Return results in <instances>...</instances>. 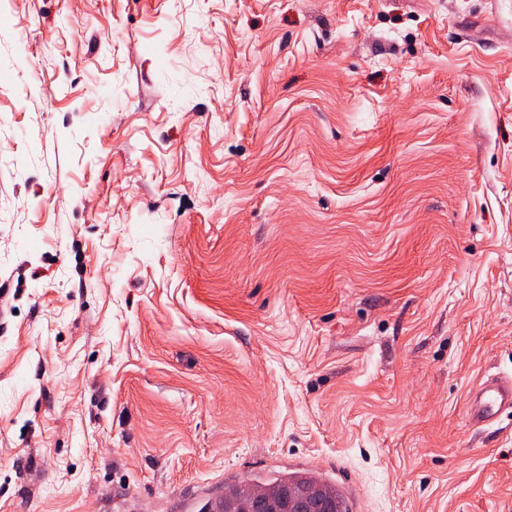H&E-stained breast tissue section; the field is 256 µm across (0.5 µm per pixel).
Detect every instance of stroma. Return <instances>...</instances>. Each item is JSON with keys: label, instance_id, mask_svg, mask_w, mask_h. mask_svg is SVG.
Returning a JSON list of instances; mask_svg holds the SVG:
<instances>
[{"label": "stroma", "instance_id": "35a3bbf8", "mask_svg": "<svg viewBox=\"0 0 512 512\" xmlns=\"http://www.w3.org/2000/svg\"><path fill=\"white\" fill-rule=\"evenodd\" d=\"M512 0H0V512H512ZM512 412V376L490 377L467 396L466 424L479 430ZM239 484L248 485L251 489L259 490L261 494L269 497H279L289 490L306 487L315 490L331 508L335 509L334 512H349L345 499L336 491V488L319 480L315 476L301 473V474H286L279 478L254 481L245 480ZM224 492V496L211 499L208 503H204L199 511L202 512H226L224 509L236 510L240 507L243 501V495L239 493L236 486ZM206 508V511L204 509Z\"/></svg>", "mask_w": 512, "mask_h": 512}]
</instances>
